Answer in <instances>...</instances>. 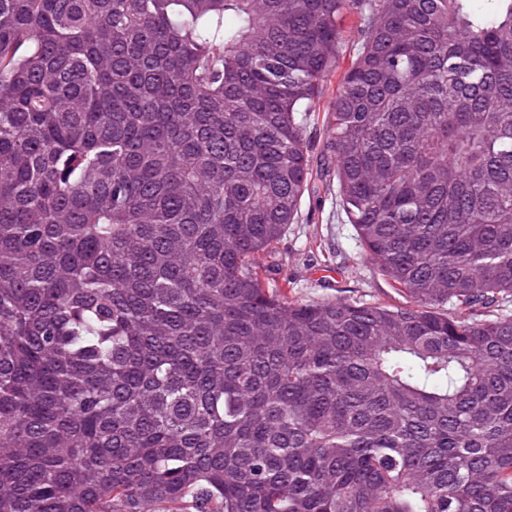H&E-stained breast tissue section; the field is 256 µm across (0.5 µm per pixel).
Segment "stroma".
Here are the masks:
<instances>
[{
  "label": "stroma",
  "mask_w": 512,
  "mask_h": 512,
  "mask_svg": "<svg viewBox=\"0 0 512 512\" xmlns=\"http://www.w3.org/2000/svg\"><path fill=\"white\" fill-rule=\"evenodd\" d=\"M277 278L288 296L305 302L361 299L398 303L396 290L367 259L354 225L336 203L335 187L304 197L297 223L289 225L276 254Z\"/></svg>",
  "instance_id": "35a3bbf8"
}]
</instances>
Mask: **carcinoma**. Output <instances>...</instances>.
<instances>
[{"label":"carcinoma","instance_id":"obj_1","mask_svg":"<svg viewBox=\"0 0 512 512\" xmlns=\"http://www.w3.org/2000/svg\"><path fill=\"white\" fill-rule=\"evenodd\" d=\"M473 2L0 0V512H512V0ZM347 55L321 161L397 304L257 263Z\"/></svg>","mask_w":512,"mask_h":512}]
</instances>
